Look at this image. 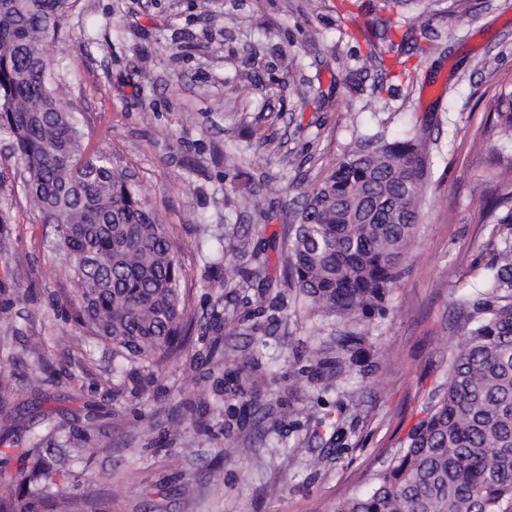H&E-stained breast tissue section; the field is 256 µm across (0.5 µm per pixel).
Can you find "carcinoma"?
Segmentation results:
<instances>
[{
	"label": "carcinoma",
	"mask_w": 512,
	"mask_h": 512,
	"mask_svg": "<svg viewBox=\"0 0 512 512\" xmlns=\"http://www.w3.org/2000/svg\"><path fill=\"white\" fill-rule=\"evenodd\" d=\"M68 0H0V132L27 174L25 190L72 262L70 300L80 340L112 349L127 373L154 379L180 356L192 317L180 248L167 225L105 154L84 157L81 131L61 96L60 64L46 53ZM387 20L367 21L364 70L411 82L404 46ZM395 54L387 64L386 54ZM500 139L512 142V91L490 101ZM430 148L411 128L393 137L381 125L359 135L297 198L282 258L287 286L326 319L351 327L335 345L307 351L330 388L359 363L371 331L388 313L406 274L419 223ZM497 243L480 288L451 294L460 329L447 381L428 394L425 415L399 441L366 491L338 512H512V194L482 207ZM224 277L229 293L267 288L265 260ZM20 479L0 481V512H102L92 495L61 493L51 449L23 448Z\"/></svg>",
	"instance_id": "1"
}]
</instances>
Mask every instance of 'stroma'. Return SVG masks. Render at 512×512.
Returning <instances> with one entry per match:
<instances>
[{
  "label": "stroma",
  "instance_id": "35a3bbf8",
  "mask_svg": "<svg viewBox=\"0 0 512 512\" xmlns=\"http://www.w3.org/2000/svg\"><path fill=\"white\" fill-rule=\"evenodd\" d=\"M375 16L437 39L412 51L413 86L388 80L374 98L360 27ZM48 52L67 67L86 153L133 174L168 224L195 325L178 362L144 386L113 378L109 350L60 336L75 285L0 135V475L17 474L15 451L35 434L80 476L60 488L91 489L104 512H336L444 383L448 299L482 282L497 232L480 211L512 163L487 110L512 83V0H419L400 15L383 0H210L205 13L197 0H73ZM308 85L324 101L300 99ZM383 122L430 142L415 259L373 321L363 371L329 389L313 376L289 382L284 355L332 342L337 321L291 301L266 335L230 336L224 322L276 303L285 272L274 243L294 200L353 132ZM256 247L275 289L225 295L226 263ZM240 369L248 383H235Z\"/></svg>",
  "mask_w": 512,
  "mask_h": 512
}]
</instances>
